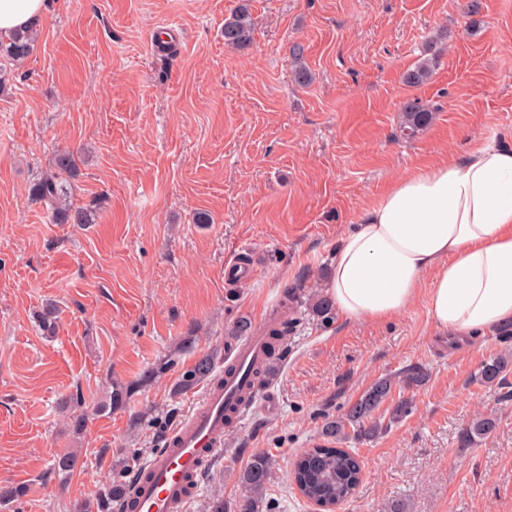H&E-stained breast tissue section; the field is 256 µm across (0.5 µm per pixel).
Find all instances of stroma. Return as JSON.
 <instances>
[{"mask_svg": "<svg viewBox=\"0 0 512 512\" xmlns=\"http://www.w3.org/2000/svg\"><path fill=\"white\" fill-rule=\"evenodd\" d=\"M48 2L33 54L0 86V485L22 491L0 512H76L128 482L206 389L177 392L181 374L212 352L223 372L238 319L325 288L337 240L395 180L473 142L512 147V0H479L475 15L470 0H250L245 52L224 43L240 0ZM427 58L430 79L407 86ZM412 97L435 114L407 139ZM63 151L78 168L69 200L93 223H50L28 195ZM236 263L249 279H225ZM507 349L496 330L449 350L422 295L383 323L304 314L183 512H239L238 475L260 453L273 460L264 504L314 512L289 478L295 459L411 366L429 372L404 392L411 413L346 442L364 476L339 512H512V374L473 379ZM120 385L128 399L106 408ZM490 413L495 430L462 446ZM67 452L78 466L56 473Z\"/></svg>", "mask_w": 512, "mask_h": 512, "instance_id": "35a3bbf8", "label": "stroma"}]
</instances>
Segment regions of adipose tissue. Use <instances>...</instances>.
I'll return each instance as SVG.
<instances>
[{
	"instance_id": "obj_1",
	"label": "adipose tissue",
	"mask_w": 512,
	"mask_h": 512,
	"mask_svg": "<svg viewBox=\"0 0 512 512\" xmlns=\"http://www.w3.org/2000/svg\"><path fill=\"white\" fill-rule=\"evenodd\" d=\"M46 0H0V38ZM328 294L347 320L384 322L425 293L438 331L483 336L512 322V148L482 142L395 182L336 243Z\"/></svg>"
}]
</instances>
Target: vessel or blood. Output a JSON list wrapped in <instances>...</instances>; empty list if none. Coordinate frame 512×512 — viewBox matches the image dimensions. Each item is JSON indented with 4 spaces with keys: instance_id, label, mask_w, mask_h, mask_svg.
<instances>
[{
    "instance_id": "obj_1",
    "label": "vessel or blood",
    "mask_w": 512,
    "mask_h": 512,
    "mask_svg": "<svg viewBox=\"0 0 512 512\" xmlns=\"http://www.w3.org/2000/svg\"><path fill=\"white\" fill-rule=\"evenodd\" d=\"M267 344L265 328L259 325L236 347L219 382L207 387L188 418L137 475L123 502L124 512H182L192 481L224 445L227 406L236 402L251 369L265 362Z\"/></svg>"
}]
</instances>
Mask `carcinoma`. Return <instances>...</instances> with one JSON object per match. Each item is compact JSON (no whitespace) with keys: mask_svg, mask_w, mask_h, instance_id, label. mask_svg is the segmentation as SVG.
Instances as JSON below:
<instances>
[{"mask_svg":"<svg viewBox=\"0 0 512 512\" xmlns=\"http://www.w3.org/2000/svg\"><path fill=\"white\" fill-rule=\"evenodd\" d=\"M36 40V32L26 29L16 33L8 42L0 41V83L3 82V63L20 66L30 56ZM224 44L228 47L246 51L252 45V19L247 4L243 3L224 23ZM304 49L293 46L291 50L292 66L299 82L307 84L310 75L303 66ZM432 68L427 62L420 63L415 69L407 71L403 81L409 86H420L431 76ZM434 113L428 104L418 98L407 99L402 104V135L412 138L426 128L433 120ZM76 163L73 154L62 152L57 155L55 171L41 176L30 187V195L51 205L49 218L54 224H88L89 216L83 210L64 204L66 188L58 175H75ZM308 311L320 321L328 322L333 315V303L329 297L315 295L308 303ZM295 324L293 314H282L280 320L267 327L269 357L277 361L284 357V341ZM214 369V358L204 355L186 370L181 377L180 389H189L207 379ZM512 370V355L499 354L482 363L474 378L488 385L504 384L507 373ZM428 373L420 366H412L404 371L402 384L411 387L421 385ZM394 382L382 378L369 386L363 394L340 416L327 421L323 426V435L332 441L348 438V428H353L354 436L372 438L381 429V421L374 417L391 397ZM496 426L491 415L475 418L461 434V443L470 445L476 439L490 434ZM363 466L357 453L351 448H328L320 445L306 450L295 461L292 478L299 492L310 502H323L340 505L351 497L361 481ZM272 477V460L266 454H258L251 465L242 471L238 481L246 495L242 500L241 512H259L263 495Z\"/></svg>","mask_w":512,"mask_h":512,"instance_id":"cac0c4a2","label":"carcinoma"}]
</instances>
